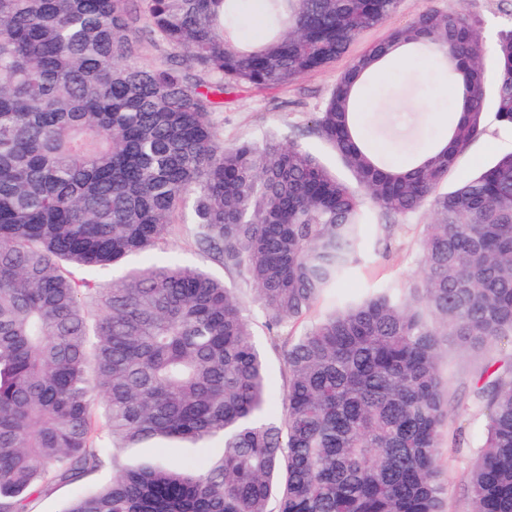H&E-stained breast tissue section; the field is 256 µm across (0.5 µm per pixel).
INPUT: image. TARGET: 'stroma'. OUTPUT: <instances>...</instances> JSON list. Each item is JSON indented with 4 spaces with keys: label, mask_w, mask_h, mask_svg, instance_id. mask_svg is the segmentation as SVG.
Instances as JSON below:
<instances>
[{
    "label": "stroma",
    "mask_w": 512,
    "mask_h": 512,
    "mask_svg": "<svg viewBox=\"0 0 512 512\" xmlns=\"http://www.w3.org/2000/svg\"><path fill=\"white\" fill-rule=\"evenodd\" d=\"M428 9L453 11L474 21L485 44H492L499 30L512 26V0H400L399 7L381 26L355 40L346 56L332 67L307 73L285 87L271 90L232 89L223 97L217 115L225 143L273 138L293 142L316 156L341 177L349 172L335 150L310 128L313 113L321 111L339 74L352 56L384 39L396 28L410 23ZM433 68L421 52H413L407 65L387 69L378 83L380 112L363 115L364 133L374 144L383 145L389 161L408 165L428 147L439 123L432 107L430 79ZM512 152V130L502 127L494 116H486L485 130L460 156L448 174V188L497 157ZM432 220L430 207L400 218L394 234L385 231L386 217L375 212L360 249V261L333 294L320 299L306 318L288 326L289 340H296L307 323L331 312L334 307L401 291L420 273V241L425 224ZM176 258L201 268L234 286L242 280L235 270L225 268L199 251L190 225H175L164 248L136 257L139 265L163 258ZM512 366V337L488 348L464 352L454 337L442 341L439 373L448 387V420L440 436L438 465L446 479L445 512H471L472 502L466 474L475 462L487 433V409L474 393V382L485 366Z\"/></svg>",
    "instance_id": "35a3bbf8"
}]
</instances>
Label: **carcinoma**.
Here are the masks:
<instances>
[{"label":"carcinoma","instance_id":"cac0c4a2","mask_svg":"<svg viewBox=\"0 0 512 512\" xmlns=\"http://www.w3.org/2000/svg\"><path fill=\"white\" fill-rule=\"evenodd\" d=\"M133 2L0 0V512L109 462L112 484L81 487L68 512H443L442 337L474 350L512 336V153L441 187L483 131L490 69L512 128V27L488 48L465 15L426 10L356 56L312 117L353 186L295 144H224L215 112L228 88L333 64L400 0H262L253 45L238 0ZM146 37L194 71L174 56L144 68ZM418 46L442 53L461 106L444 143L398 167L359 135L355 87ZM364 193L393 216L430 203L420 276L288 345L279 417L236 289L176 259L93 287L165 245L189 208L198 246L252 287L276 346L355 263ZM480 379L472 512H512V373ZM215 441L212 466L108 458Z\"/></svg>","mask_w":512,"mask_h":512}]
</instances>
